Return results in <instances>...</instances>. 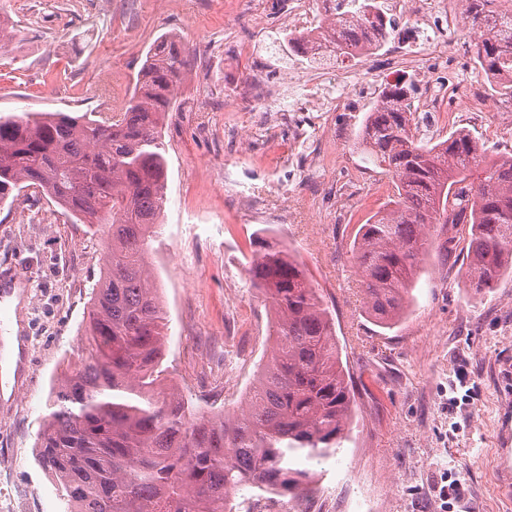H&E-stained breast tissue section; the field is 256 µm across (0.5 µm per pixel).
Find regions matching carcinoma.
<instances>
[{
	"label": "carcinoma",
	"mask_w": 512,
	"mask_h": 512,
	"mask_svg": "<svg viewBox=\"0 0 512 512\" xmlns=\"http://www.w3.org/2000/svg\"><path fill=\"white\" fill-rule=\"evenodd\" d=\"M491 3L464 0V20L481 69L512 95V9ZM342 6L330 21L337 52L384 35L371 27L380 0ZM187 65L186 46L165 36L116 117L0 116V202L36 186L76 219L110 225L91 295L92 349L50 391L37 448L74 512H231L244 488L304 497L312 474L303 462L336 451L354 403L331 313L290 250L270 245L248 275L274 310L273 344L237 414H196L165 391L167 323L146 254L165 202L161 129ZM406 98L402 85L384 91L360 142L391 174L394 194L352 245L366 312L382 328L410 306L436 224L451 233L441 248L462 252L474 294L512 272V153L485 165L484 146L464 130L420 144Z\"/></svg>",
	"instance_id": "carcinoma-1"
}]
</instances>
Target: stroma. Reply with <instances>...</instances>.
Instances as JSON below:
<instances>
[{"label": "stroma", "instance_id": "35a3bbf8", "mask_svg": "<svg viewBox=\"0 0 512 512\" xmlns=\"http://www.w3.org/2000/svg\"><path fill=\"white\" fill-rule=\"evenodd\" d=\"M263 0H0L13 37L0 47V114L62 112L98 119L129 99L151 44L180 37L192 54L163 127L166 201L148 268L168 320L165 385L201 411L235 410L270 345L273 313L248 279L258 230L290 248L332 312L343 363L362 382L335 455L312 462L309 497L237 494L234 512L265 498L268 512H512V277L478 297L463 259L432 253L394 329L368 318L352 243L382 209L389 175L357 143L365 119L343 112L292 145L232 89L258 79L288 90L297 57L280 25L256 27ZM253 42L256 55L239 48ZM491 112H457L489 155L512 152V98ZM264 197L252 211L224 184ZM105 225L89 226L33 187L0 203V278L25 272L18 304L0 305V341L15 335L13 376L0 351V512H70L36 461L46 401L85 361L90 292L104 265ZM460 497L445 505L447 478Z\"/></svg>", "mask_w": 512, "mask_h": 512}]
</instances>
